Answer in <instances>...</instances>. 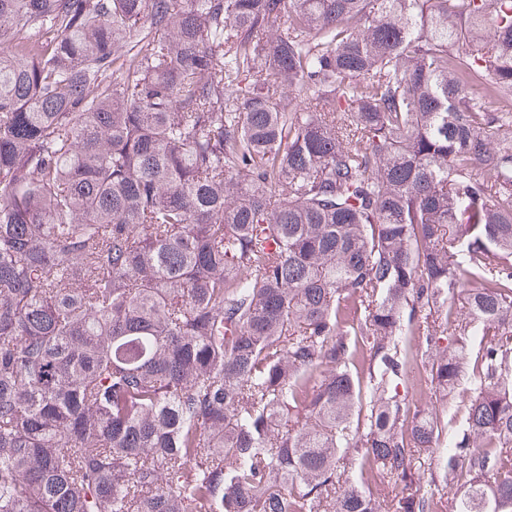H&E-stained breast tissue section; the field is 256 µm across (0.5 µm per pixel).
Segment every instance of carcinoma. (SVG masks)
<instances>
[{
  "instance_id": "obj_1",
  "label": "carcinoma",
  "mask_w": 512,
  "mask_h": 512,
  "mask_svg": "<svg viewBox=\"0 0 512 512\" xmlns=\"http://www.w3.org/2000/svg\"><path fill=\"white\" fill-rule=\"evenodd\" d=\"M0 512H512V0H0Z\"/></svg>"
}]
</instances>
